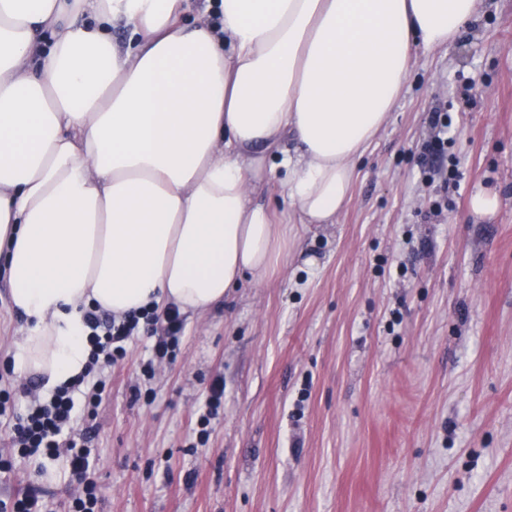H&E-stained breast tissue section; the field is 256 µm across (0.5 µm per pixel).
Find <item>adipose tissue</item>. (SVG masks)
Wrapping results in <instances>:
<instances>
[{"label":"adipose tissue","mask_w":512,"mask_h":512,"mask_svg":"<svg viewBox=\"0 0 512 512\" xmlns=\"http://www.w3.org/2000/svg\"><path fill=\"white\" fill-rule=\"evenodd\" d=\"M484 0H0V271L18 374L88 361L86 310L200 315L332 224L404 94ZM122 24L126 41L112 37Z\"/></svg>","instance_id":"ef3b65f1"}]
</instances>
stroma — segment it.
<instances>
[{
  "mask_svg": "<svg viewBox=\"0 0 512 512\" xmlns=\"http://www.w3.org/2000/svg\"><path fill=\"white\" fill-rule=\"evenodd\" d=\"M488 4L456 45L416 49L335 223L293 225L273 277L183 314L174 359L143 328L94 371L96 512H512V0ZM437 110L454 184L424 150ZM23 326L0 275V388L20 411L47 395L12 369ZM30 484L68 512L61 465L16 464L0 499Z\"/></svg>",
  "mask_w": 512,
  "mask_h": 512,
  "instance_id": "1",
  "label": "stroma"
}]
</instances>
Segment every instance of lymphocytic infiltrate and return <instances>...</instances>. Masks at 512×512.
Here are the masks:
<instances>
[{"label":"lymphocytic infiltrate","instance_id":"f902f5d3","mask_svg":"<svg viewBox=\"0 0 512 512\" xmlns=\"http://www.w3.org/2000/svg\"><path fill=\"white\" fill-rule=\"evenodd\" d=\"M153 317L150 311L121 319L87 312L85 319L91 329L92 346L89 369L112 366L125 354L126 344L138 331L140 323ZM79 390L75 383L58 388L46 401L35 403L22 413L10 409L11 393L0 391V418L5 419L12 442L7 453H0V470L11 471L19 460L37 463L64 460L71 478L82 487L71 501L70 512H95L98 497L90 462L91 450L77 442L73 432L77 422L99 404L105 384L98 381L87 390H80L84 393L80 399L75 396Z\"/></svg>","mask_w":512,"mask_h":512}]
</instances>
